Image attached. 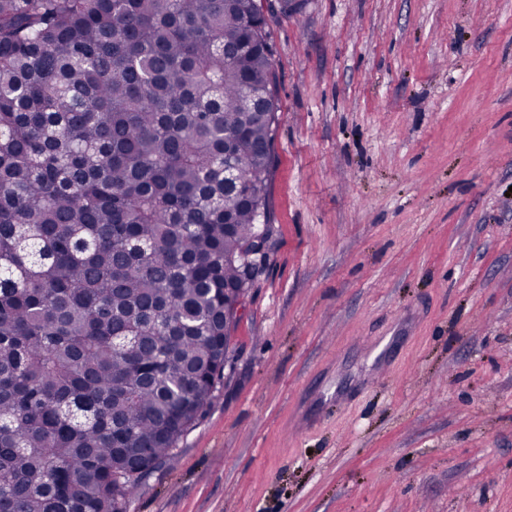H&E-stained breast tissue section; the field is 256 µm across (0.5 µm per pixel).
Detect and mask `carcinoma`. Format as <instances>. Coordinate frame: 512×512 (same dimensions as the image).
<instances>
[{"mask_svg": "<svg viewBox=\"0 0 512 512\" xmlns=\"http://www.w3.org/2000/svg\"><path fill=\"white\" fill-rule=\"evenodd\" d=\"M266 26L253 0H0V512H127L207 406L232 257L271 232Z\"/></svg>", "mask_w": 512, "mask_h": 512, "instance_id": "cac0c4a2", "label": "carcinoma"}]
</instances>
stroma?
Returning <instances> with one entry per match:
<instances>
[{
	"mask_svg": "<svg viewBox=\"0 0 512 512\" xmlns=\"http://www.w3.org/2000/svg\"><path fill=\"white\" fill-rule=\"evenodd\" d=\"M268 7V260L127 512H512V0Z\"/></svg>",
	"mask_w": 512,
	"mask_h": 512,
	"instance_id": "35a3bbf8",
	"label": "stroma"
}]
</instances>
